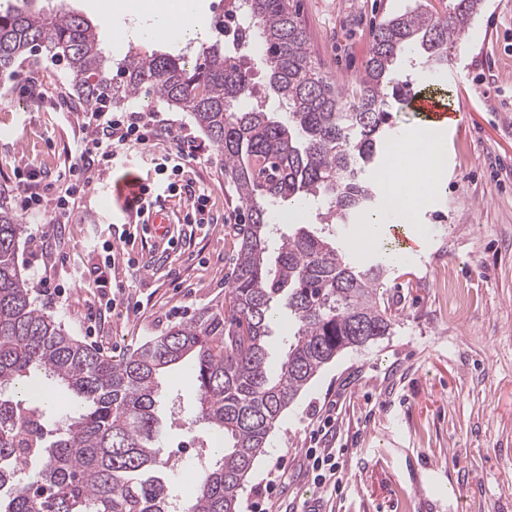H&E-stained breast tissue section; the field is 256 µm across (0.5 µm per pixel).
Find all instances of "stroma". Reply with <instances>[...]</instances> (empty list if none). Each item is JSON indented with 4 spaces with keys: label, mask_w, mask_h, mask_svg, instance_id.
Returning <instances> with one entry per match:
<instances>
[{
    "label": "stroma",
    "mask_w": 512,
    "mask_h": 512,
    "mask_svg": "<svg viewBox=\"0 0 512 512\" xmlns=\"http://www.w3.org/2000/svg\"><path fill=\"white\" fill-rule=\"evenodd\" d=\"M413 0H291L323 73L351 87L369 56L373 33ZM37 81L41 95L25 92ZM62 67L20 70L0 85V185L19 204L17 169L56 177L83 135ZM453 105L469 115L464 130L446 129L444 174L411 225L423 248L396 265L381 291L396 317L390 336L326 365L283 415L239 496V512L261 502L270 470H285L281 506L302 505L315 491L303 469L310 436L326 416V445L341 449L342 483L334 512H512V0H482L466 39L438 76ZM213 203L214 224L193 228L180 250L160 234L135 239L115 259L129 312L107 315L98 335L84 317L97 301L80 272L97 261L90 241L116 240L134 224L125 208L132 182L165 188L153 166L133 160L87 188L65 223L21 215L19 260L30 281L63 284V297L36 296L39 309L113 359L223 303L247 208L224 178V158L188 171ZM49 247L35 240L37 229ZM139 261L130 269L127 257ZM161 445L178 464L175 494L197 445L191 365L161 379Z\"/></svg>",
    "instance_id": "stroma-1"
}]
</instances>
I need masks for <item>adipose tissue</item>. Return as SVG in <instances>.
<instances>
[{"instance_id": "1", "label": "adipose tissue", "mask_w": 512, "mask_h": 512, "mask_svg": "<svg viewBox=\"0 0 512 512\" xmlns=\"http://www.w3.org/2000/svg\"><path fill=\"white\" fill-rule=\"evenodd\" d=\"M103 23L117 33L122 41L178 40L186 42L201 39L206 30V19L200 0H113L111 10L102 16ZM443 140L435 132L423 131L409 140L396 144L390 158V168L405 171L404 182L386 186V203L369 216L362 227L365 242L377 243L380 228L385 224H403L415 217L424 198L414 191L423 179H440L441 167L423 169L430 153H442Z\"/></svg>"}]
</instances>
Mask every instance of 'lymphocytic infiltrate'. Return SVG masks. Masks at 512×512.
I'll return each instance as SVG.
<instances>
[{
  "mask_svg": "<svg viewBox=\"0 0 512 512\" xmlns=\"http://www.w3.org/2000/svg\"><path fill=\"white\" fill-rule=\"evenodd\" d=\"M82 123L84 135L67 168L58 175L64 186L55 197L53 211L60 223L70 217L77 200L95 178L114 166L128 162L131 156L148 160L152 147L159 141L171 138L176 145L175 152L167 157L173 176L167 184L168 190L178 188L175 179L183 175L185 169L204 165L208 160L206 148L197 145L177 120L160 112H88ZM118 248L117 242H103L100 262L87 267L81 274L86 287L111 289V296L104 302V309L108 312L116 311L115 294L124 288L123 283L112 275L113 254ZM327 434L328 429L324 426L314 430L313 443L305 450L306 474L316 487L332 493L341 484L337 462L339 453L337 449L324 447Z\"/></svg>",
  "mask_w": 512,
  "mask_h": 512,
  "instance_id": "f902f5d3",
  "label": "lymphocytic infiltrate"
}]
</instances>
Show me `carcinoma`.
Instances as JSON below:
<instances>
[{"label": "carcinoma", "instance_id": "cac0c4a2", "mask_svg": "<svg viewBox=\"0 0 512 512\" xmlns=\"http://www.w3.org/2000/svg\"><path fill=\"white\" fill-rule=\"evenodd\" d=\"M481 0L430 13L420 0L382 23L351 90L328 81L306 50L290 0H247L268 96L288 108L275 118L255 98L250 71L217 39L183 55H103L96 26L71 11L17 0L0 12V74L41 53L64 63L74 103L106 112L138 94L190 115L224 155V177L249 207L224 304L199 312L112 358L71 336L37 308L18 258L21 221L0 188V512H237L239 495L270 434L318 373L346 350L391 335L396 316L380 295L384 259L357 262L338 225L371 207L376 158L392 103L409 85L397 63L416 52L422 78L448 66ZM313 202L327 230L298 224L271 253L270 208ZM287 346L270 363L278 312ZM192 362L198 411L211 436L192 499L172 494L162 458L158 376ZM72 404L46 431L55 395Z\"/></svg>", "mask_w": 512, "mask_h": 512}]
</instances>
